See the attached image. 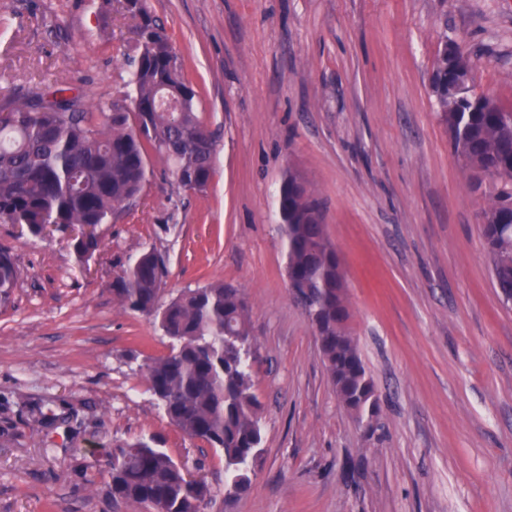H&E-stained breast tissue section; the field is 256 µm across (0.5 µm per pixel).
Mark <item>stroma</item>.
<instances>
[{
  "mask_svg": "<svg viewBox=\"0 0 512 512\" xmlns=\"http://www.w3.org/2000/svg\"><path fill=\"white\" fill-rule=\"evenodd\" d=\"M216 137L206 191L151 155L141 196L74 235L0 223L20 278L0 306V512H144L108 494L106 450L139 438L216 493L209 512H512V308L493 284L482 199L454 159L431 80L446 40L477 91L512 107V0H147ZM137 24L124 0H0V111L57 80L111 103ZM323 205L380 427L337 400L288 288L277 198ZM166 297L245 295L263 456L224 498V463L171 426L144 375L170 341L112 284L141 253Z\"/></svg>",
  "mask_w": 512,
  "mask_h": 512,
  "instance_id": "obj_1",
  "label": "stroma"
}]
</instances>
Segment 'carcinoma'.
<instances>
[{
    "mask_svg": "<svg viewBox=\"0 0 512 512\" xmlns=\"http://www.w3.org/2000/svg\"><path fill=\"white\" fill-rule=\"evenodd\" d=\"M138 20L129 90L109 106L87 108L64 82L0 112V223L24 224L38 236L50 225L78 226V258L99 250L96 228L140 195L150 153L165 158L177 187L202 192L215 173V141L199 116L198 92L186 79L171 40L145 0H125ZM453 155L486 200L480 231L504 304L512 303V110L474 86L434 88ZM278 208L287 273L323 340L336 397L359 423L379 427L378 396L350 333L346 285L328 239L322 203L290 173ZM168 270L155 251L141 254L112 292L131 310L159 321L172 340L145 366L170 424L209 445L224 460V494L245 493L261 456L260 403L246 360L253 340L246 301L230 284L186 289L161 305ZM20 270L0 248V303L10 300ZM109 494L147 512H207L215 494L163 448L137 440L112 449Z\"/></svg>",
    "mask_w": 512,
    "mask_h": 512,
    "instance_id": "carcinoma-1",
    "label": "carcinoma"
}]
</instances>
